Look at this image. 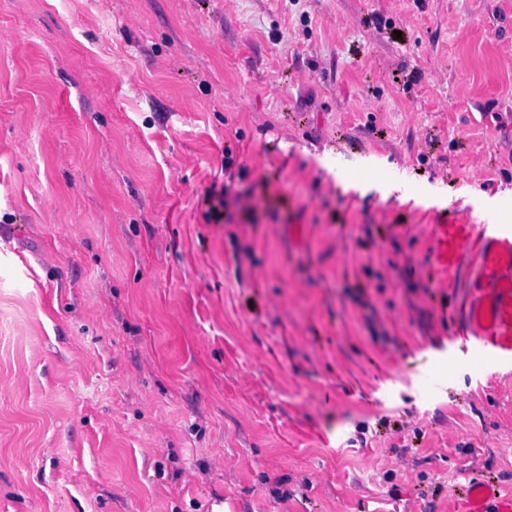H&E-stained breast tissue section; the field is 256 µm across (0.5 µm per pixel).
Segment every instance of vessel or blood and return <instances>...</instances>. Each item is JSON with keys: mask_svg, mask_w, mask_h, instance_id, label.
Returning a JSON list of instances; mask_svg holds the SVG:
<instances>
[{"mask_svg": "<svg viewBox=\"0 0 512 512\" xmlns=\"http://www.w3.org/2000/svg\"><path fill=\"white\" fill-rule=\"evenodd\" d=\"M427 265L443 273L466 272L468 302L461 339L482 364L512 363V230L486 233L472 224L432 225ZM456 512H512V493L491 481L464 487Z\"/></svg>", "mask_w": 512, "mask_h": 512, "instance_id": "b4317fda", "label": "vessel or blood"}]
</instances>
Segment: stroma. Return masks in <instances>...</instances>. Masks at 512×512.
Returning a JSON list of instances; mask_svg holds the SVG:
<instances>
[{
    "label": "stroma",
    "mask_w": 512,
    "mask_h": 512,
    "mask_svg": "<svg viewBox=\"0 0 512 512\" xmlns=\"http://www.w3.org/2000/svg\"><path fill=\"white\" fill-rule=\"evenodd\" d=\"M511 39L512 0H0V512L511 491L512 367L419 263L512 215ZM228 147L257 223L203 216Z\"/></svg>",
    "instance_id": "35a3bbf8"
}]
</instances>
